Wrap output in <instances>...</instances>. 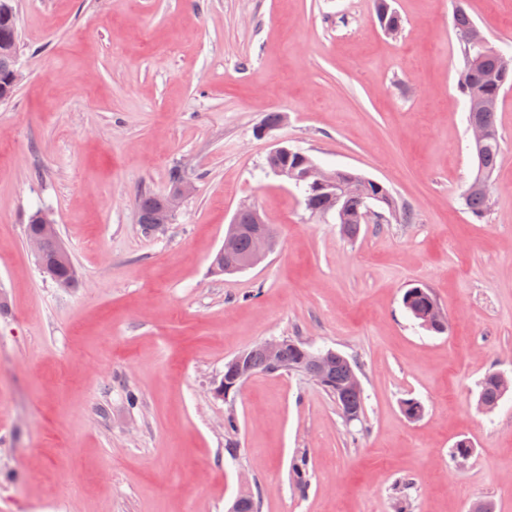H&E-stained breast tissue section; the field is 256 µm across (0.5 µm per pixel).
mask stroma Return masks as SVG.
I'll list each match as a JSON object with an SVG mask.
<instances>
[{"instance_id":"35a3bbf8","label":"stroma","mask_w":512,"mask_h":512,"mask_svg":"<svg viewBox=\"0 0 512 512\" xmlns=\"http://www.w3.org/2000/svg\"><path fill=\"white\" fill-rule=\"evenodd\" d=\"M373 2L16 0L22 79L0 102V512H227L247 487L260 512H512V390L494 412L477 405L485 375L512 377V88L477 218L462 202L477 165L451 23L463 6L512 57V0H392L394 35ZM270 112L287 122L257 136ZM278 140L383 183L409 220L347 237L268 172ZM176 168L196 191L145 232L138 196L168 194ZM245 200L275 246L215 272ZM38 209L72 287L27 245ZM415 286L446 332L405 310ZM273 338L356 360L361 420L296 373L216 397L225 362Z\"/></svg>"}]
</instances>
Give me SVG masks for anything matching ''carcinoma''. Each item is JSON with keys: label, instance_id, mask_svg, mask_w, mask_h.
<instances>
[{"label": "carcinoma", "instance_id": "cac0c4a2", "mask_svg": "<svg viewBox=\"0 0 512 512\" xmlns=\"http://www.w3.org/2000/svg\"><path fill=\"white\" fill-rule=\"evenodd\" d=\"M384 11L387 12L386 24L389 26V31L395 33L400 31L402 18L398 12L392 8L388 0H375V12L380 14ZM12 46L19 47L15 11L12 9L0 10V50L8 52ZM510 83H512V69L503 71L497 67L493 58L488 57L474 65L471 82L459 86V89L469 102L475 98L496 102L500 93ZM489 122L493 128L494 136L485 144L479 158V164L484 172L491 174L497 168L501 154L496 112H490ZM463 202L466 209L477 218L483 217L487 212L484 195L479 190L467 194L463 197ZM363 206L364 198L360 195H352L344 202L346 223L343 225V231L350 238L356 237L360 232L358 213ZM139 210L143 222L148 225L169 223V215L161 196L151 194L140 196ZM403 305L408 312L421 322L424 321V315L429 308H439L436 298L427 288H423L419 292L413 287L408 289L403 296ZM245 354L253 371H268V358L262 345L259 344L245 351ZM278 361L286 368L314 365L318 362L325 363L327 374L332 382V386L326 388V392L334 397L337 391H342V399L338 401L342 416L346 418L352 415L357 420L361 418L363 392L351 385V379L358 370L356 361L332 349L315 355L295 341L284 345L280 349ZM504 394L505 391L501 390L497 383L487 377L480 383L479 397L490 406L499 404Z\"/></svg>", "mask_w": 512, "mask_h": 512}]
</instances>
